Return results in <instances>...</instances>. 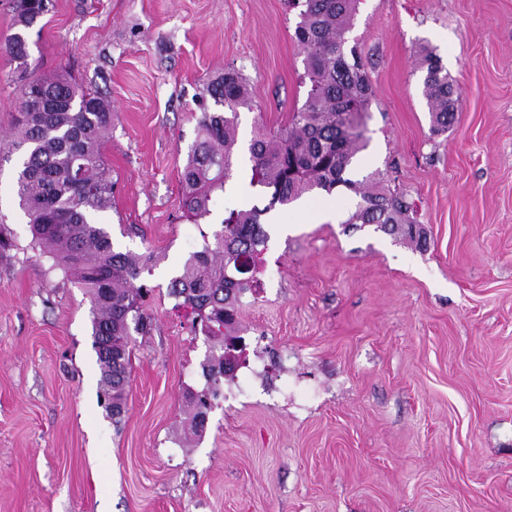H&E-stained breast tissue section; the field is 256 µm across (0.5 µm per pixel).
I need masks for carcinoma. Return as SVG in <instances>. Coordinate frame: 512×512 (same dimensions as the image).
<instances>
[{
  "label": "carcinoma",
  "mask_w": 512,
  "mask_h": 512,
  "mask_svg": "<svg viewBox=\"0 0 512 512\" xmlns=\"http://www.w3.org/2000/svg\"><path fill=\"white\" fill-rule=\"evenodd\" d=\"M358 0H303L295 38L305 53L310 90L303 106L292 112L277 132L258 130L249 144L251 184L270 194L269 206L231 211L222 229L202 250L184 262L170 280L168 294L196 314L210 336H229L226 352L209 359L202 374L212 393L244 353L230 336L236 323L240 295L253 281L239 277L244 262L257 272L269 235L263 213L287 206L303 194L343 186L361 202L351 224H374L377 229L411 242L425 241L424 231L409 216L404 195L386 189L376 174L356 177L357 156L366 147L362 117L368 111L372 87L355 49H347ZM15 31L4 47L28 68V30L47 10L46 0H14ZM431 131H448L457 117L458 91L440 58L422 50ZM38 96L21 98L7 151L0 162L18 155L16 194L29 218L33 241L50 254L66 275L86 290L91 302L93 347L101 383L112 415L122 412L123 394L131 363V331L146 327L143 302L151 289L137 284L148 267L143 254L114 249L101 216L112 209V169L103 147L112 137L109 100L72 82L64 74L30 78ZM208 94L224 106L222 112H201V136L188 155L181 176L187 192L186 211L198 220L210 212L212 192L232 174L238 142V114L251 108L248 80L233 68L210 82ZM208 398L194 404L191 423L204 427Z\"/></svg>",
  "instance_id": "cac0c4a2"
}]
</instances>
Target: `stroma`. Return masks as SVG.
<instances>
[{"label": "stroma", "instance_id": "35a3bbf8", "mask_svg": "<svg viewBox=\"0 0 512 512\" xmlns=\"http://www.w3.org/2000/svg\"><path fill=\"white\" fill-rule=\"evenodd\" d=\"M288 0H49L30 66L112 102L106 228L150 254V330L132 335L120 418L100 401L82 288L34 245L0 163V512H512V0H360L348 34L374 97L358 171L413 201L428 243L352 226L358 199L316 190L268 208L250 183L258 126L309 89ZM457 81L430 131L418 52ZM252 90L231 178L184 212L199 103L225 69ZM20 109L0 44V135ZM266 208L245 351L190 436L189 395L216 346L167 286L229 211Z\"/></svg>", "mask_w": 512, "mask_h": 512}]
</instances>
